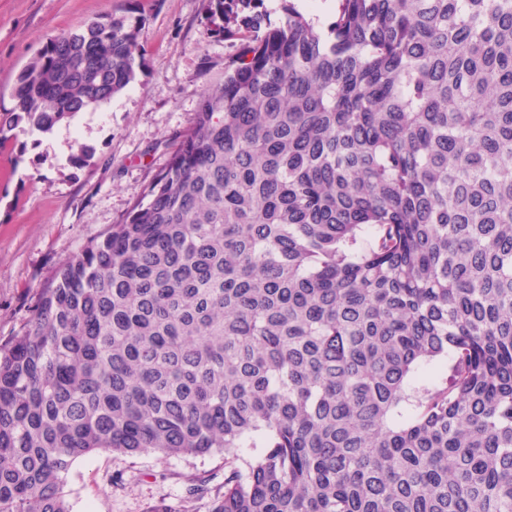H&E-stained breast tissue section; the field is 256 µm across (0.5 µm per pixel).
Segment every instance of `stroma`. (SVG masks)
Listing matches in <instances>:
<instances>
[{"label":"stroma","mask_w":512,"mask_h":512,"mask_svg":"<svg viewBox=\"0 0 512 512\" xmlns=\"http://www.w3.org/2000/svg\"><path fill=\"white\" fill-rule=\"evenodd\" d=\"M127 0H0V110L11 108L18 72L46 37ZM143 64L111 101L51 132L0 145V340L24 324L40 288L112 225L121 223L165 170L196 121L202 89L221 84L241 52L208 31L206 0H140ZM92 150L80 168L79 146ZM224 458L98 452L75 462L64 483L72 512H180L183 478L223 469Z\"/></svg>","instance_id":"35a3bbf8"}]
</instances>
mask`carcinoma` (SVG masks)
<instances>
[{"instance_id": "cac0c4a2", "label": "carcinoma", "mask_w": 512, "mask_h": 512, "mask_svg": "<svg viewBox=\"0 0 512 512\" xmlns=\"http://www.w3.org/2000/svg\"><path fill=\"white\" fill-rule=\"evenodd\" d=\"M263 5L208 0L224 84L0 343V512H70L100 451L224 454L184 512H512V0ZM139 34L48 37L0 144L124 91Z\"/></svg>"}]
</instances>
